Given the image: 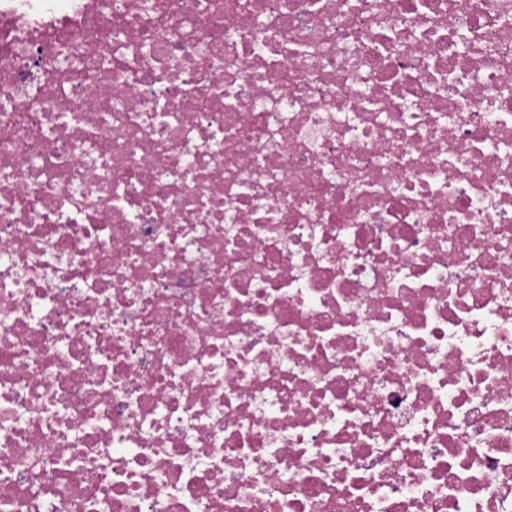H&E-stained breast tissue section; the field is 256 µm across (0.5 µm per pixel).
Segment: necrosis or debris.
Wrapping results in <instances>:
<instances>
[{"label":"necrosis or debris","mask_w":512,"mask_h":512,"mask_svg":"<svg viewBox=\"0 0 512 512\" xmlns=\"http://www.w3.org/2000/svg\"><path fill=\"white\" fill-rule=\"evenodd\" d=\"M0 512H512V0H0Z\"/></svg>","instance_id":"4bbe7bcc"}]
</instances>
